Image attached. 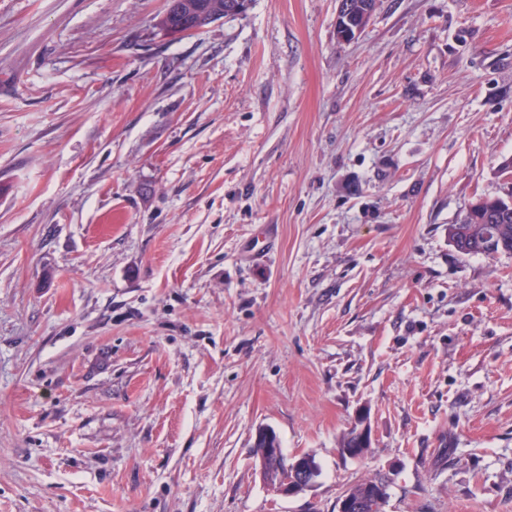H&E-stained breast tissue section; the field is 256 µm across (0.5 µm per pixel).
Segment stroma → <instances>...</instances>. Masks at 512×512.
<instances>
[{
    "instance_id": "1",
    "label": "stroma",
    "mask_w": 512,
    "mask_h": 512,
    "mask_svg": "<svg viewBox=\"0 0 512 512\" xmlns=\"http://www.w3.org/2000/svg\"><path fill=\"white\" fill-rule=\"evenodd\" d=\"M164 6L0 0V512H512V0ZM251 0H170L159 17L157 26L167 35L186 32V28L201 30L223 18L245 13ZM176 3V6H173ZM236 6V7H235ZM236 12H233L234 9ZM343 2V9H342ZM339 1L336 15V34L339 39H352L361 31L373 15L377 0ZM342 9V14H341ZM341 15V19L339 16ZM340 20V21H339ZM483 202L466 210L459 224L448 227V240L454 242L455 249L462 256L487 255L474 251V247L484 241V238H495L497 242V254L512 255V199L508 204L502 205L497 198H484ZM495 242L485 241L481 247L487 252H493ZM254 448L256 459L261 456L266 460V472L264 473L263 481L272 489H274L277 479L288 476L289 471L288 479L277 485L275 489V492L280 496H296L307 491L314 486L316 479L320 475L319 466L312 456V463L318 471L317 478L313 466H307L304 454L297 455L292 464H289L291 459L284 455L276 433L275 435H260L257 441L254 440ZM267 448H279V450L275 453V451L269 452ZM378 490L381 492V495L387 498V481L385 477L379 475L370 479L357 480L353 483L349 484L346 489L343 491L339 500L346 494H349L353 500L360 505L359 511L353 512H382V498L378 501L373 497V490ZM338 500V501H339ZM358 504H353V502L347 497L343 498V502L340 504V510H344L341 512H348L353 507H359Z\"/></svg>"
}]
</instances>
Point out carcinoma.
I'll use <instances>...</instances> for the list:
<instances>
[{"label": "carcinoma", "mask_w": 512, "mask_h": 512, "mask_svg": "<svg viewBox=\"0 0 512 512\" xmlns=\"http://www.w3.org/2000/svg\"><path fill=\"white\" fill-rule=\"evenodd\" d=\"M377 0H343L341 19L336 25L340 39L355 37L369 22ZM250 0H170V5L159 17L157 26L167 35L181 34L188 28L201 30L223 18H231L247 11ZM496 239L497 253L512 255V210H503L496 198H487L466 210L457 224L448 225V240L463 256L476 254L474 247L484 238ZM278 436L262 434L254 442L255 455L266 460L263 481L274 487L278 478L288 476L290 459L284 455ZM387 495V481L379 475L349 484L343 494L350 495L360 505L359 512H381L373 497V490Z\"/></svg>", "instance_id": "cac0c4a2"}]
</instances>
